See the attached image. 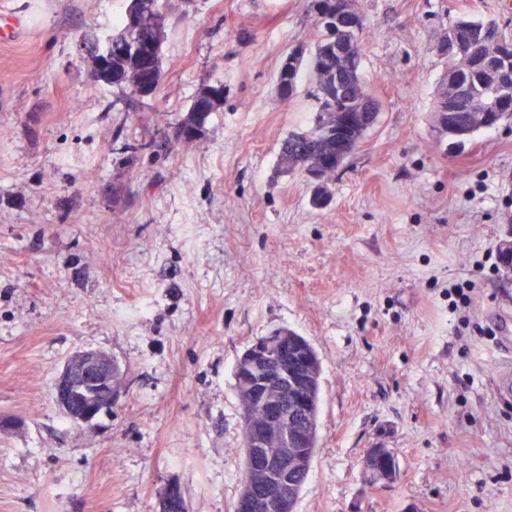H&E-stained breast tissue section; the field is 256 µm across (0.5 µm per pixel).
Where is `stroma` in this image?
Listing matches in <instances>:
<instances>
[{
  "instance_id": "35a3bbf8",
  "label": "stroma",
  "mask_w": 512,
  "mask_h": 512,
  "mask_svg": "<svg viewBox=\"0 0 512 512\" xmlns=\"http://www.w3.org/2000/svg\"><path fill=\"white\" fill-rule=\"evenodd\" d=\"M170 2L161 90L126 105L86 52L126 0H0V512H161L172 485L233 512L234 370L282 328L322 366L296 512H512V128L457 144L433 112L450 23L512 37V0H357L381 110L321 207L278 162L317 110L275 83L311 0ZM205 78L223 107L170 142ZM83 349L121 371L92 426L51 394ZM365 466L369 471L385 472L390 476L397 472L393 455L386 448L371 449L365 459Z\"/></svg>"
}]
</instances>
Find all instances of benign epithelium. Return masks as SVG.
Listing matches in <instances>:
<instances>
[{
	"label": "benign epithelium",
	"instance_id": "1",
	"mask_svg": "<svg viewBox=\"0 0 512 512\" xmlns=\"http://www.w3.org/2000/svg\"><path fill=\"white\" fill-rule=\"evenodd\" d=\"M332 44L336 60L345 62L353 37L359 31V13L355 0H336ZM485 74L482 82L499 90L496 105L512 107L506 77L512 75V55L492 49L482 57ZM341 70H336V112L340 123L351 122V108L343 97ZM472 101L470 85L448 73V105L468 107ZM237 380L247 398L267 414L264 425L243 420L249 445L246 481L234 504V512H295L288 486L297 475L288 471V458L296 450L312 444L313 424L321 383V362L313 346L302 336L279 330L256 339L239 360ZM119 368L107 353L86 349L71 355L55 378L52 393L62 415L79 425H93L102 413L112 408L117 398ZM281 447H270L271 440ZM365 466L369 471L397 472L391 451L373 448Z\"/></svg>",
	"mask_w": 512,
	"mask_h": 512
}]
</instances>
